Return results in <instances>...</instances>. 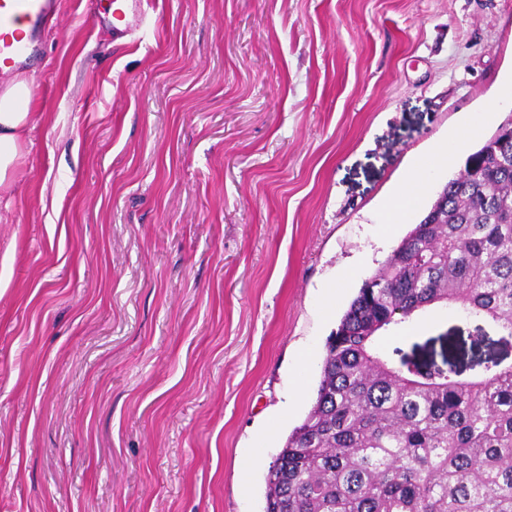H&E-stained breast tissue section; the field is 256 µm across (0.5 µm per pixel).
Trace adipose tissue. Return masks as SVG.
I'll return each mask as SVG.
<instances>
[{"label": "adipose tissue", "mask_w": 512, "mask_h": 512, "mask_svg": "<svg viewBox=\"0 0 512 512\" xmlns=\"http://www.w3.org/2000/svg\"><path fill=\"white\" fill-rule=\"evenodd\" d=\"M33 77L18 76L0 84V193L10 189L16 175L23 148V134L29 125V107L35 97ZM448 147H461L464 143L459 133H451ZM448 147H438L418 158L397 197L388 207L384 220L394 223L396 213L418 187L419 174L433 171L448 157Z\"/></svg>", "instance_id": "adipose-tissue-1"}]
</instances>
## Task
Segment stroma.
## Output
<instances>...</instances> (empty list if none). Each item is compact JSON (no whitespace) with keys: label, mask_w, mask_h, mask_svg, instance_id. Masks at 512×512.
<instances>
[{"label":"stroma","mask_w":512,"mask_h":512,"mask_svg":"<svg viewBox=\"0 0 512 512\" xmlns=\"http://www.w3.org/2000/svg\"><path fill=\"white\" fill-rule=\"evenodd\" d=\"M0 202V512H264L327 337L512 118V0H59ZM459 307L387 333L461 360ZM112 18L120 22L112 24L115 39H122L138 30L146 19L143 0H110ZM465 139L459 133L452 132L447 137L446 147H437L431 152L424 154L418 158L411 171L408 174L407 180L401 188L399 195L394 198L391 205L388 207L384 220L385 224L396 223L395 214L402 208L404 201L408 200L418 187V176L420 173H429L433 171L443 160L447 161L448 152L447 144H452L454 148H459L463 145Z\"/></svg>","instance_id":"obj_1"}]
</instances>
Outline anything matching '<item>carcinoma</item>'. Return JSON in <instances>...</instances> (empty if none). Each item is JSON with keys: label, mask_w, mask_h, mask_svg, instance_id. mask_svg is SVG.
Listing matches in <instances>:
<instances>
[{"label": "carcinoma", "mask_w": 512, "mask_h": 512, "mask_svg": "<svg viewBox=\"0 0 512 512\" xmlns=\"http://www.w3.org/2000/svg\"><path fill=\"white\" fill-rule=\"evenodd\" d=\"M461 306L492 352L391 362L379 336ZM512 121L448 180L325 344L265 512H512Z\"/></svg>", "instance_id": "cac0c4a2"}]
</instances>
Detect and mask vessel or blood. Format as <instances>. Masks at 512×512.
Segmentation results:
<instances>
[{"instance_id": "obj_1", "label": "vessel or blood", "mask_w": 512, "mask_h": 512, "mask_svg": "<svg viewBox=\"0 0 512 512\" xmlns=\"http://www.w3.org/2000/svg\"><path fill=\"white\" fill-rule=\"evenodd\" d=\"M110 7L115 38L133 34L146 19L144 0H110ZM56 10V0H0V71L34 63L38 35Z\"/></svg>"}]
</instances>
